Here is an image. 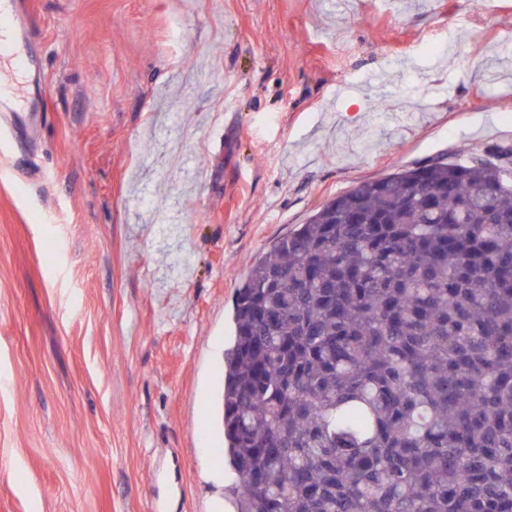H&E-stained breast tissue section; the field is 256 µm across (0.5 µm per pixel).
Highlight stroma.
Wrapping results in <instances>:
<instances>
[{"label": "stroma", "instance_id": "obj_1", "mask_svg": "<svg viewBox=\"0 0 512 512\" xmlns=\"http://www.w3.org/2000/svg\"><path fill=\"white\" fill-rule=\"evenodd\" d=\"M17 8L42 116L0 115V512H234L250 265L360 182L512 146V0Z\"/></svg>", "mask_w": 512, "mask_h": 512}]
</instances>
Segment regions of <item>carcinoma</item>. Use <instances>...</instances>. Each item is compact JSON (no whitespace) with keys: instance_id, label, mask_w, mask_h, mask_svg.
I'll list each match as a JSON object with an SVG mask.
<instances>
[{"instance_id":"cac0c4a2","label":"carcinoma","mask_w":512,"mask_h":512,"mask_svg":"<svg viewBox=\"0 0 512 512\" xmlns=\"http://www.w3.org/2000/svg\"><path fill=\"white\" fill-rule=\"evenodd\" d=\"M326 201L250 266L237 512H512V147Z\"/></svg>"}]
</instances>
